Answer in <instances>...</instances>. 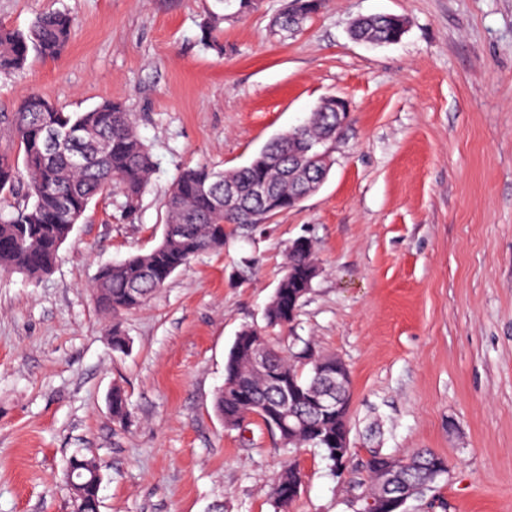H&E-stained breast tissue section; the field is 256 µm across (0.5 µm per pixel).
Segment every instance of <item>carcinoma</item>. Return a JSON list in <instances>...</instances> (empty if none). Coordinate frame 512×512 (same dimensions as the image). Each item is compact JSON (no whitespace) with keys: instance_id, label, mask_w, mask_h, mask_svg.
<instances>
[{"instance_id":"1","label":"carcinoma","mask_w":512,"mask_h":512,"mask_svg":"<svg viewBox=\"0 0 512 512\" xmlns=\"http://www.w3.org/2000/svg\"><path fill=\"white\" fill-rule=\"evenodd\" d=\"M299 18L288 22V10L275 20L280 31L299 27L318 13L323 0H297ZM225 16L214 12L203 25L205 41L217 52L224 45L213 36ZM401 21L379 18L359 29L354 36L381 44L400 36ZM74 30L73 18L56 12L39 15L25 30L0 25V76L25 68L31 55L56 59L67 47ZM316 119L309 125L293 127L269 141L247 164L217 170L205 164L184 168L165 201V226L158 244L145 253L131 254L103 266L92 289L99 311L112 320V349L123 351L126 338L119 317L144 305L171 276L199 254L224 246V225L261 224L294 207L295 174L288 173L292 159L306 146L320 140L334 124L335 112L324 101L314 107ZM0 125L9 131L11 145L0 149V194L12 193L19 185L20 171L26 173L23 203L8 218L0 217V271H19L38 278L51 271L62 245L72 233V223L84 215L98 196L118 189L125 197V209L135 210L143 190L156 170L149 148L137 133L125 107L104 101L85 112H64L48 98L32 93L15 111L0 113ZM270 181L273 196H260L256 185ZM232 187L238 206L224 208V187ZM316 266L311 242L301 249H288L286 268ZM293 287L284 274L265 311L267 326L287 327L292 321L280 308V296ZM251 338L266 358L264 373L252 363V353L242 344ZM336 356L317 352L308 343L283 352L267 332L243 328L225 365L224 384L215 397V408L228 428H239L256 416L265 425L274 424L271 407L287 406L295 416L292 431L275 430L282 445L316 448L331 467L342 474L346 462L336 455L334 437L351 429L348 380L336 377ZM339 400L334 412L319 415L312 402L326 392ZM127 398L118 387L112 389V418H128ZM443 458L429 451L396 455L382 448L368 449L364 464L367 480L350 476L352 502L366 508V499L380 493L379 479L394 476L410 485H432L439 476L433 466ZM96 464L86 458H70L66 472L82 485L77 503L81 512H94L99 503ZM302 485L301 471L290 466L272 487V495L286 508Z\"/></svg>"}]
</instances>
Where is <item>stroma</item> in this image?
<instances>
[{"label":"stroma","instance_id":"1","mask_svg":"<svg viewBox=\"0 0 512 512\" xmlns=\"http://www.w3.org/2000/svg\"><path fill=\"white\" fill-rule=\"evenodd\" d=\"M285 4L240 16L227 0L221 54L202 38L214 0H0V25L55 10L77 24L62 57L0 77V112L31 92L66 112L118 101L157 162L134 213L117 192L91 202L48 274L0 272V512H71L76 452L101 466L99 512H279L270 487L289 464L303 483L288 512H353L317 449L282 447L256 417L226 428L214 408L298 238L320 273L295 321L269 330L347 365L357 476L376 423L381 448L448 463L405 512H512V0H325L271 36ZM377 14L406 19L398 42L351 39ZM327 97L350 120L321 189L225 225L223 249L121 317L129 345L113 351L90 286L157 245L179 171L241 166Z\"/></svg>","mask_w":512,"mask_h":512}]
</instances>
